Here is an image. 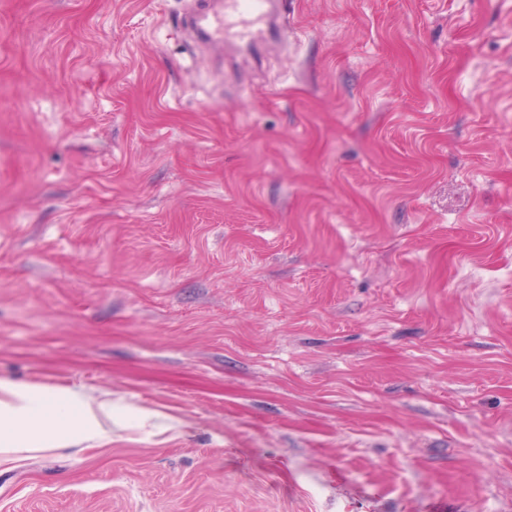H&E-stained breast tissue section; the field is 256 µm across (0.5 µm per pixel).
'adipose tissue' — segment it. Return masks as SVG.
I'll return each mask as SVG.
<instances>
[{"mask_svg":"<svg viewBox=\"0 0 512 512\" xmlns=\"http://www.w3.org/2000/svg\"><path fill=\"white\" fill-rule=\"evenodd\" d=\"M183 421L158 409L88 392L80 385L48 387L0 376V453L4 455L110 444L130 430L180 436Z\"/></svg>","mask_w":512,"mask_h":512,"instance_id":"1","label":"adipose tissue"}]
</instances>
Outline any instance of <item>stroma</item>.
Returning <instances> with one entry per match:
<instances>
[{
	"label": "stroma",
	"instance_id": "1",
	"mask_svg": "<svg viewBox=\"0 0 512 512\" xmlns=\"http://www.w3.org/2000/svg\"><path fill=\"white\" fill-rule=\"evenodd\" d=\"M0 0V376L184 416L0 455V512H512V0ZM271 0H226L224 14L220 10L200 15L196 27L212 42L224 43V35L233 34L249 42L267 24L271 15Z\"/></svg>",
	"mask_w": 512,
	"mask_h": 512
}]
</instances>
